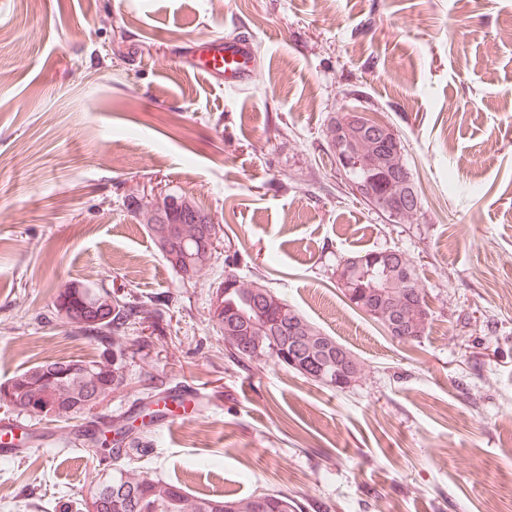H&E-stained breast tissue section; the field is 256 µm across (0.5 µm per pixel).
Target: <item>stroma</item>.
Wrapping results in <instances>:
<instances>
[{"label":"stroma","instance_id":"obj_1","mask_svg":"<svg viewBox=\"0 0 512 512\" xmlns=\"http://www.w3.org/2000/svg\"><path fill=\"white\" fill-rule=\"evenodd\" d=\"M249 37L239 89L184 62L193 41ZM345 108L388 123L421 191L390 223L353 196L323 131ZM159 183L229 224L183 280L123 205ZM418 268L424 336L393 339L336 286L359 250ZM267 282L363 363L336 390L240 362L213 317L225 273ZM91 282L171 298L128 330L126 385L94 414H136L152 378L190 390L139 449L99 461L57 428L0 456V512H77L135 470L190 493L279 491L302 512H492L512 504V0H0V384L97 357L54 314Z\"/></svg>","mask_w":512,"mask_h":512}]
</instances>
